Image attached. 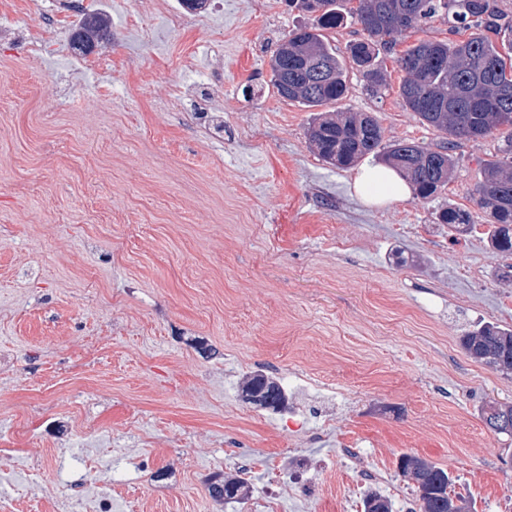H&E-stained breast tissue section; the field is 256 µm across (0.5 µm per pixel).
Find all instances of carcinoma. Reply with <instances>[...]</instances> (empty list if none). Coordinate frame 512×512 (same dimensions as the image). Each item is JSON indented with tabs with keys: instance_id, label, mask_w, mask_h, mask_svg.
<instances>
[{
	"instance_id": "cac0c4a2",
	"label": "carcinoma",
	"mask_w": 512,
	"mask_h": 512,
	"mask_svg": "<svg viewBox=\"0 0 512 512\" xmlns=\"http://www.w3.org/2000/svg\"><path fill=\"white\" fill-rule=\"evenodd\" d=\"M300 12L315 14L316 24L301 26L279 44L270 60L271 82L277 94L309 109L334 104L348 92L347 72L336 46L324 34L336 28L344 14L338 0H290ZM448 17L449 32L465 39L420 40L397 58L404 73L399 94L406 109L446 135L436 149L412 142H383L378 119L368 113L341 119L323 118L307 129L309 143L318 155L335 166H351L373 154L399 170L417 196L429 199L445 187L457 159L456 143L484 139L501 128V157L487 163L476 186L477 204L488 217L492 248L512 255V13L500 0H358L351 11L362 37L348 46L353 62L368 86L379 92L387 86L383 69L376 64L379 49L396 42L408 30L422 28L432 19ZM107 15L85 12L72 28V49L83 54L90 44L109 32ZM438 221L448 231L463 235L471 227L467 213L446 207ZM466 355L499 372L512 373V329L485 323L462 339ZM249 403L275 408L285 400L282 386L262 373L251 375L242 386ZM403 476L424 475L430 494L420 500V512H448L450 474L416 455L400 458ZM210 493L217 500L243 499L245 481L217 475L210 479ZM363 512H392V502L376 490L363 499Z\"/></svg>"
}]
</instances>
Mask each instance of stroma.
<instances>
[{
	"instance_id": "35a3bbf8",
	"label": "stroma",
	"mask_w": 512,
	"mask_h": 512,
	"mask_svg": "<svg viewBox=\"0 0 512 512\" xmlns=\"http://www.w3.org/2000/svg\"><path fill=\"white\" fill-rule=\"evenodd\" d=\"M43 2L0 0V446L20 444L0 487L17 512H66L57 472L80 460L112 512H362L370 490L413 512L405 454L473 512H512V437L482 418L512 405V375L460 346L512 328V255L488 246L475 193L497 137L459 143L437 196L369 207L355 168L310 147L315 116L369 112L385 141L431 149L443 135L405 109L395 53L367 89L352 18L327 32L348 92L314 112L270 82L281 40L312 22L288 0ZM88 3L112 37L80 65ZM448 205L475 234L436 222ZM253 372L285 408L242 399ZM236 471L247 497L211 498L208 479Z\"/></svg>"
}]
</instances>
